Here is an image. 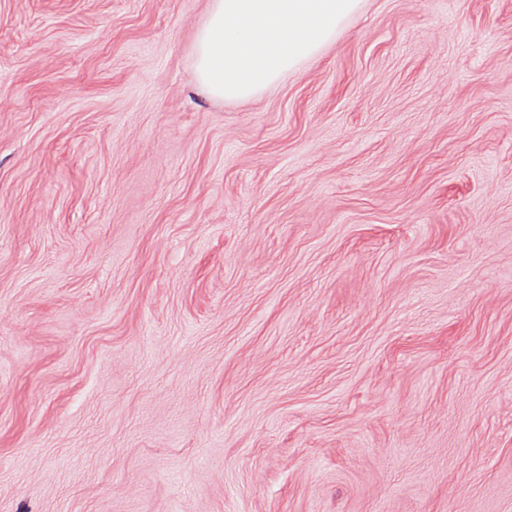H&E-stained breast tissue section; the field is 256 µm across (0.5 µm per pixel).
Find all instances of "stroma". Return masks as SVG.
Listing matches in <instances>:
<instances>
[{"label": "stroma", "instance_id": "obj_1", "mask_svg": "<svg viewBox=\"0 0 512 512\" xmlns=\"http://www.w3.org/2000/svg\"><path fill=\"white\" fill-rule=\"evenodd\" d=\"M206 5L0 0V512H512V0Z\"/></svg>", "mask_w": 512, "mask_h": 512}]
</instances>
